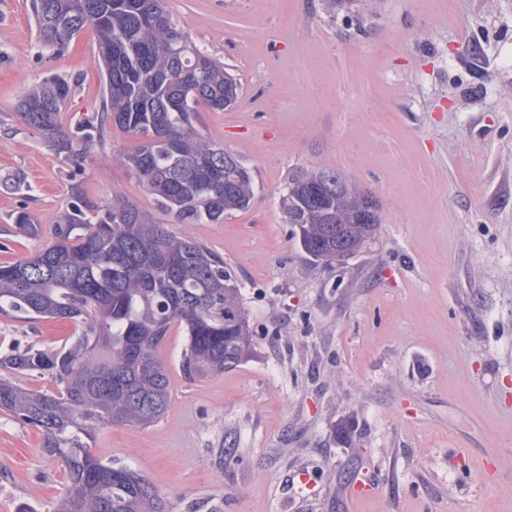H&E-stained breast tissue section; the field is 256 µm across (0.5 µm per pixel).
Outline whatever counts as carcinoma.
<instances>
[{
  "label": "carcinoma",
  "instance_id": "cac0c4a2",
  "mask_svg": "<svg viewBox=\"0 0 512 512\" xmlns=\"http://www.w3.org/2000/svg\"><path fill=\"white\" fill-rule=\"evenodd\" d=\"M41 45L60 53L86 26L95 28L102 62L101 113L65 129L59 122L71 83L49 78L22 93L16 110L52 150L103 137L114 123L140 139L123 164L178 224H221L255 195L241 162L224 165V147L195 125L198 106L234 105L237 79L178 28L165 0H31ZM99 13L112 25L95 24ZM36 102L41 111L25 105ZM342 179L344 187L328 184ZM353 178L321 167L289 175L281 207L301 249L316 264L335 260L336 238L362 250L381 214ZM16 230L39 234L26 212ZM0 315L69 319L81 332L61 348L28 345L0 354V368L48 376L52 393L0 378V412L43 433V448L67 482L52 512H164L154 486L86 439L98 426L148 427L170 402V375L159 349L172 325L183 329L180 359L191 380L238 367L254 344L242 285L224 258L190 236H176L135 202L117 198L88 214L74 203L52 241L31 257L0 264Z\"/></svg>",
  "mask_w": 512,
  "mask_h": 512
}]
</instances>
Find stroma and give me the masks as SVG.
<instances>
[{"label": "stroma", "mask_w": 512, "mask_h": 512, "mask_svg": "<svg viewBox=\"0 0 512 512\" xmlns=\"http://www.w3.org/2000/svg\"><path fill=\"white\" fill-rule=\"evenodd\" d=\"M167 4L242 87L234 108H199L255 182L221 224L173 223L122 164L138 140L117 126L71 159L45 145L16 99L58 76L74 82L64 127L99 112L97 36L42 49L30 0H0V263L41 250L74 199L125 197L222 256L250 314L252 356L195 381L171 328L163 419L99 426L93 451L147 478L165 512H512V0ZM301 166L378 201L370 248L309 260L280 207ZM21 210L40 236L16 232ZM78 332L0 316V353ZM42 442L0 413V512H50L63 493Z\"/></svg>", "instance_id": "stroma-1"}]
</instances>
